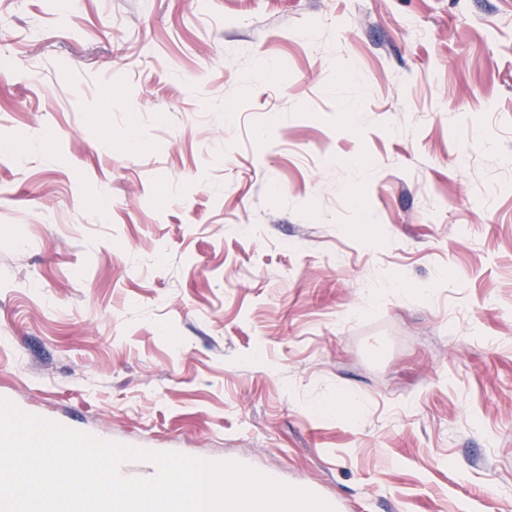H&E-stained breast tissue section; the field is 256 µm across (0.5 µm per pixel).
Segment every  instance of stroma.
Returning a JSON list of instances; mask_svg holds the SVG:
<instances>
[{"label":"stroma","instance_id":"obj_1","mask_svg":"<svg viewBox=\"0 0 512 512\" xmlns=\"http://www.w3.org/2000/svg\"><path fill=\"white\" fill-rule=\"evenodd\" d=\"M0 397L512 512V0H0Z\"/></svg>","mask_w":512,"mask_h":512}]
</instances>
